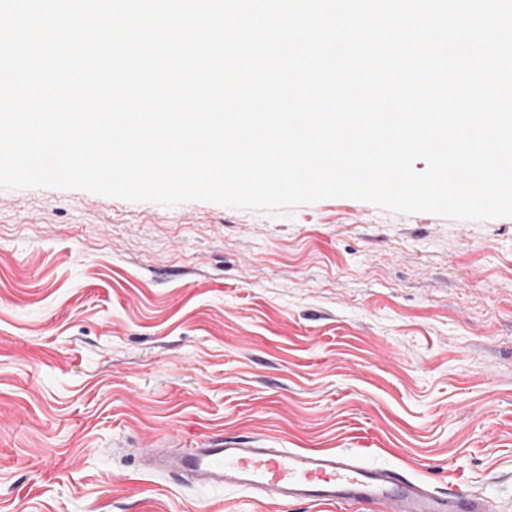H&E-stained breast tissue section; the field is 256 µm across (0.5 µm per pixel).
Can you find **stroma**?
Wrapping results in <instances>:
<instances>
[{
    "label": "stroma",
    "instance_id": "1",
    "mask_svg": "<svg viewBox=\"0 0 512 512\" xmlns=\"http://www.w3.org/2000/svg\"><path fill=\"white\" fill-rule=\"evenodd\" d=\"M214 437L512 512V217L0 189V512H338L138 456Z\"/></svg>",
    "mask_w": 512,
    "mask_h": 512
}]
</instances>
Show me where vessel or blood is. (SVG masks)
Instances as JSON below:
<instances>
[{
  "instance_id": "1",
  "label": "vessel or blood",
  "mask_w": 512,
  "mask_h": 512,
  "mask_svg": "<svg viewBox=\"0 0 512 512\" xmlns=\"http://www.w3.org/2000/svg\"><path fill=\"white\" fill-rule=\"evenodd\" d=\"M149 462L195 485L244 490L261 501L373 504L383 512H496L488 497L440 492L404 470L373 466L344 452L214 438L201 448L150 449Z\"/></svg>"
}]
</instances>
